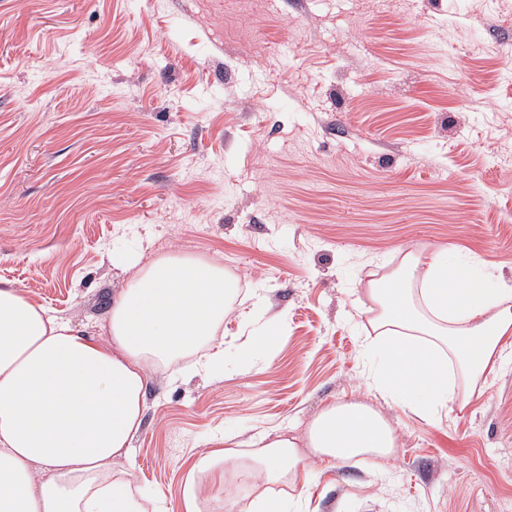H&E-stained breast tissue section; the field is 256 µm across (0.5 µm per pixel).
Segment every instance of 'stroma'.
Here are the masks:
<instances>
[{"instance_id": "35a3bbf8", "label": "stroma", "mask_w": 512, "mask_h": 512, "mask_svg": "<svg viewBox=\"0 0 512 512\" xmlns=\"http://www.w3.org/2000/svg\"><path fill=\"white\" fill-rule=\"evenodd\" d=\"M401 250L512 286V0H0V286L100 339L114 255L236 285L223 370L147 385V492L176 504L212 437L360 401L393 454L312 463L272 488L289 512H512V336L464 411L369 389L363 283ZM283 316H275L268 320L266 326L262 328L259 336H256L249 351L245 352L246 359L260 361L268 355L275 343L277 335L281 329Z\"/></svg>"}]
</instances>
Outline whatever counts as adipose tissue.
I'll list each match as a JSON object with an SVG mask.
<instances>
[{"instance_id":"obj_1","label":"adipose tissue","mask_w":512,"mask_h":512,"mask_svg":"<svg viewBox=\"0 0 512 512\" xmlns=\"http://www.w3.org/2000/svg\"><path fill=\"white\" fill-rule=\"evenodd\" d=\"M133 277L108 319V338L85 336L17 289L0 286V512H223L224 479L255 494L250 512H288L272 485L296 481L309 461L386 457L385 418L361 402L322 410L304 438L280 434L248 450L208 448L185 469L175 508L145 494L119 463L142 426L152 374L224 364L232 286L220 264L188 255L124 260ZM375 363L370 387L432 414L465 409L512 335V289L412 250L366 282Z\"/></svg>"}]
</instances>
